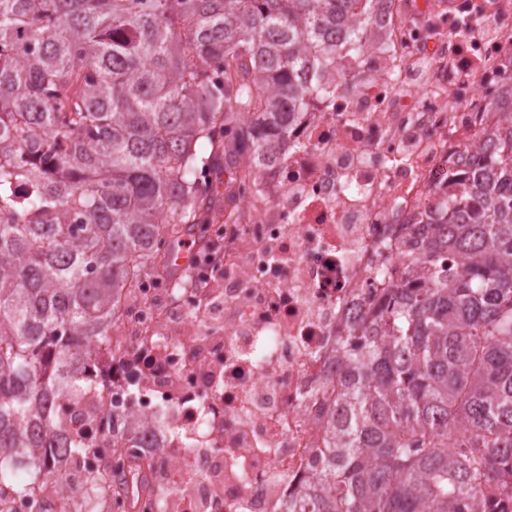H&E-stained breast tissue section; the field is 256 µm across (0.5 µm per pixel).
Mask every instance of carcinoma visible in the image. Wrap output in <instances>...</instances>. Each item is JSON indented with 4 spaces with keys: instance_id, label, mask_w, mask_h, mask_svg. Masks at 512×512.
Returning <instances> with one entry per match:
<instances>
[{
    "instance_id": "cac0c4a2",
    "label": "carcinoma",
    "mask_w": 512,
    "mask_h": 512,
    "mask_svg": "<svg viewBox=\"0 0 512 512\" xmlns=\"http://www.w3.org/2000/svg\"><path fill=\"white\" fill-rule=\"evenodd\" d=\"M370 2L0 0V486L28 493L12 466L59 447L57 404L88 389L122 290L193 287L174 251L214 243L242 158L288 132ZM499 108L492 151L410 257L420 286L351 328L362 343L336 362L332 443L298 512L512 503V99ZM37 478L67 481L47 460Z\"/></svg>"
}]
</instances>
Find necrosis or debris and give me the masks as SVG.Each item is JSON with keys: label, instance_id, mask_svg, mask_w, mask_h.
<instances>
[{"label": "necrosis or debris", "instance_id": "4bbe7bcc", "mask_svg": "<svg viewBox=\"0 0 512 512\" xmlns=\"http://www.w3.org/2000/svg\"><path fill=\"white\" fill-rule=\"evenodd\" d=\"M270 158L247 157L224 237L194 288L139 280L87 363L83 479L138 468L143 485L80 496L37 480L0 512H288L326 446L355 318L409 283L410 237L461 185L512 87V0H372ZM467 63L452 65L455 53Z\"/></svg>", "mask_w": 512, "mask_h": 512}]
</instances>
